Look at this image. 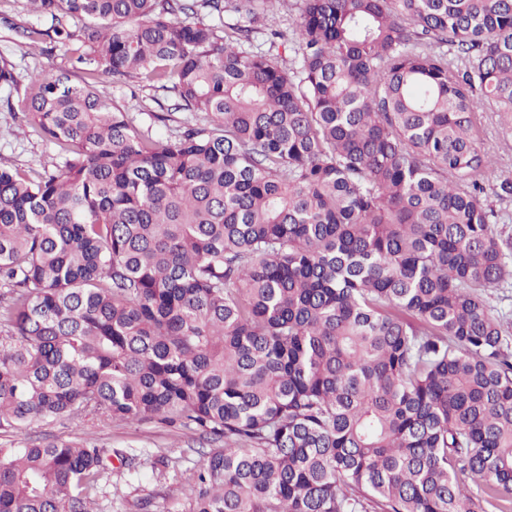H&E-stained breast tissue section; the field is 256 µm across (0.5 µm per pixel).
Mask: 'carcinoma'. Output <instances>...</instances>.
Listing matches in <instances>:
<instances>
[{"instance_id": "cac0c4a2", "label": "carcinoma", "mask_w": 512, "mask_h": 512, "mask_svg": "<svg viewBox=\"0 0 512 512\" xmlns=\"http://www.w3.org/2000/svg\"><path fill=\"white\" fill-rule=\"evenodd\" d=\"M0 161V431L83 413L220 443L187 512H512V0H301L289 73L245 52L271 0H15ZM240 20L229 24L224 15ZM87 80L76 83L75 73ZM174 94L160 134L91 80ZM112 449L0 448V512H97ZM476 492H469V485ZM34 20L14 10L12 2L0 0V52L10 56L21 71H49L53 67L64 65L66 49L61 45H55L52 52L44 54L40 53L39 49L28 48V41L22 35V28ZM7 94V90L0 89V133L3 132L2 136L0 134V159L23 167L35 159L52 164L56 148L31 132V128L21 125L13 112H8ZM480 133L487 147L493 148L500 157L501 169L512 171V132H506L495 112L480 114Z\"/></svg>"}]
</instances>
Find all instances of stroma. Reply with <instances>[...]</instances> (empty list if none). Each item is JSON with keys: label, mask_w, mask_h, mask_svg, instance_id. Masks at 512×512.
I'll return each instance as SVG.
<instances>
[{"label": "stroma", "mask_w": 512, "mask_h": 512, "mask_svg": "<svg viewBox=\"0 0 512 512\" xmlns=\"http://www.w3.org/2000/svg\"><path fill=\"white\" fill-rule=\"evenodd\" d=\"M299 7L300 0H276L274 6L261 12L253 25L247 50L270 51L282 68H292L293 53L281 48L270 49L268 35L275 29H288L296 19ZM29 21V16L14 9L11 0H0V52L10 56L19 69L27 71H47L65 64L64 47H55L44 54L29 49L22 34ZM95 87L100 95L136 113L141 124H152L154 114L165 111L171 114L168 128H176L185 118L184 113L171 112L172 93L143 87L133 94L127 83L107 76L99 78ZM6 96V90L0 89V159L23 167L36 159L52 162L56 148L8 112ZM19 437L37 444L75 437L115 450L112 480L124 487L125 498L109 503L106 512H142L140 504L145 500L150 501L151 512H185L196 472L211 448L210 443L200 440L197 434L187 429L151 420L132 423L95 416L51 423L34 422L19 434L0 432V447L10 446ZM125 454L135 456L134 467L122 465L121 457Z\"/></svg>", "instance_id": "1"}]
</instances>
